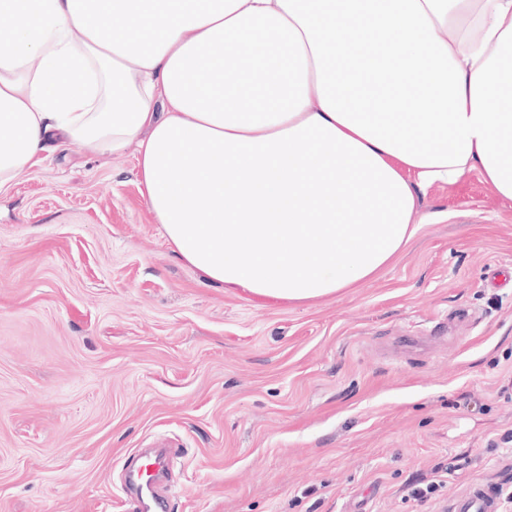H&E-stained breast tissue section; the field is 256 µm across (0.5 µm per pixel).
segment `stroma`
I'll use <instances>...</instances> for the list:
<instances>
[{"label":"stroma","mask_w":512,"mask_h":512,"mask_svg":"<svg viewBox=\"0 0 512 512\" xmlns=\"http://www.w3.org/2000/svg\"><path fill=\"white\" fill-rule=\"evenodd\" d=\"M135 150L52 139L0 190V512H133L169 440V512H449L512 487V202L475 172L372 278L310 303L203 282ZM448 471L432 499L411 485ZM499 491L490 485H478L465 497L452 500V512H496Z\"/></svg>","instance_id":"stroma-1"}]
</instances>
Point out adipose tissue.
Returning <instances> with one entry per match:
<instances>
[{"instance_id": "obj_1", "label": "adipose tissue", "mask_w": 512, "mask_h": 512, "mask_svg": "<svg viewBox=\"0 0 512 512\" xmlns=\"http://www.w3.org/2000/svg\"><path fill=\"white\" fill-rule=\"evenodd\" d=\"M135 147L172 253L260 300L372 277L479 171L512 200V0H0V188Z\"/></svg>"}]
</instances>
